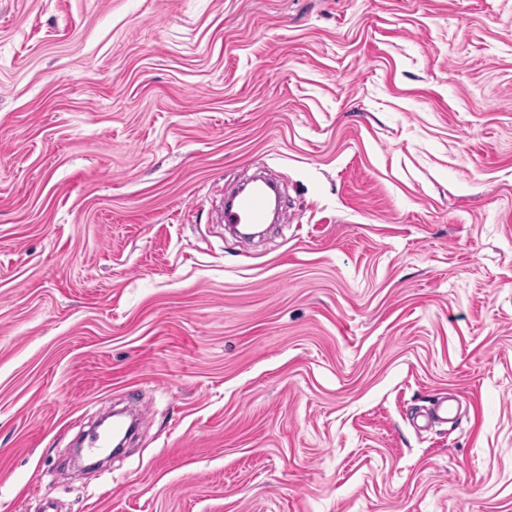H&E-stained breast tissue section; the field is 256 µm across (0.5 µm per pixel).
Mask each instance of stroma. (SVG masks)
Returning <instances> with one entry per match:
<instances>
[{
  "mask_svg": "<svg viewBox=\"0 0 512 512\" xmlns=\"http://www.w3.org/2000/svg\"><path fill=\"white\" fill-rule=\"evenodd\" d=\"M0 512H512V0H0ZM271 189L266 182L249 180L238 194L225 201L224 224L248 227L268 223L271 216L279 214L277 202L272 199L275 187Z\"/></svg>",
  "mask_w": 512,
  "mask_h": 512,
  "instance_id": "1",
  "label": "stroma"
}]
</instances>
